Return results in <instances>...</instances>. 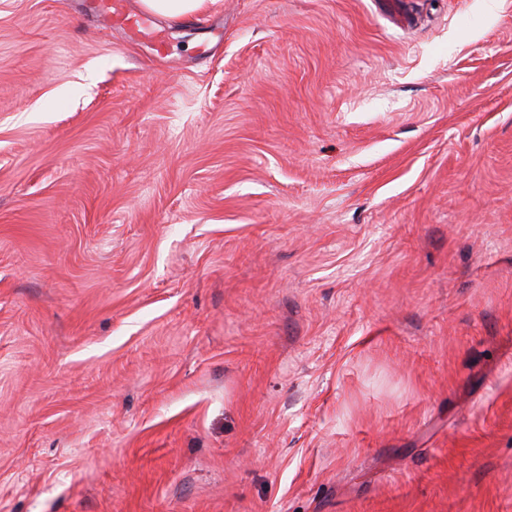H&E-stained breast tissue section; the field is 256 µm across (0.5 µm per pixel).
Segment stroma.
<instances>
[{
  "label": "stroma",
  "instance_id": "35a3bbf8",
  "mask_svg": "<svg viewBox=\"0 0 512 512\" xmlns=\"http://www.w3.org/2000/svg\"><path fill=\"white\" fill-rule=\"evenodd\" d=\"M164 24L0 0V512H512V0ZM108 26L122 28L132 40L147 39L158 45L164 43L161 31L154 26V17L130 9L127 0H98L96 7Z\"/></svg>",
  "mask_w": 512,
  "mask_h": 512
}]
</instances>
